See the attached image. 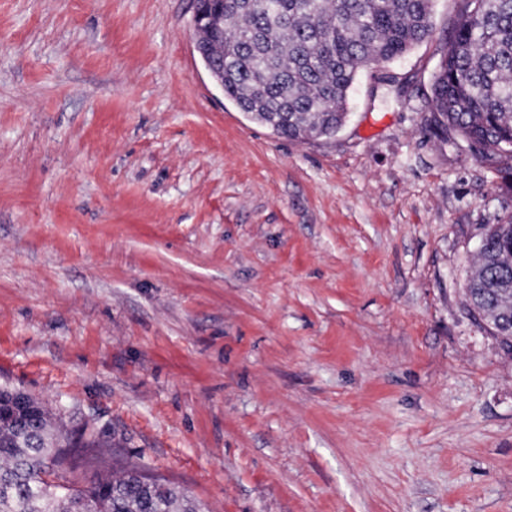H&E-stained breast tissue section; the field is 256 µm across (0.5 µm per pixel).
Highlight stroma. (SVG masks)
I'll return each instance as SVG.
<instances>
[{
  "mask_svg": "<svg viewBox=\"0 0 512 512\" xmlns=\"http://www.w3.org/2000/svg\"><path fill=\"white\" fill-rule=\"evenodd\" d=\"M194 0H0V388L207 512H512V353L465 297L512 166L459 149L430 39L335 136L214 85ZM391 76L386 85L382 76Z\"/></svg>",
  "mask_w": 512,
  "mask_h": 512,
  "instance_id": "35a3bbf8",
  "label": "stroma"
}]
</instances>
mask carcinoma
<instances>
[{
    "instance_id": "carcinoma-1",
    "label": "carcinoma",
    "mask_w": 512,
    "mask_h": 512,
    "mask_svg": "<svg viewBox=\"0 0 512 512\" xmlns=\"http://www.w3.org/2000/svg\"><path fill=\"white\" fill-rule=\"evenodd\" d=\"M433 0H224L209 39L224 59V97L279 136L330 137L343 126L358 73L433 34ZM446 134L483 156L512 159V0H465L432 82ZM471 311L512 351V223L494 224L469 279ZM0 420V512H204L172 484L127 466L84 488L49 480L72 448H104L61 433L31 397Z\"/></svg>"
}]
</instances>
